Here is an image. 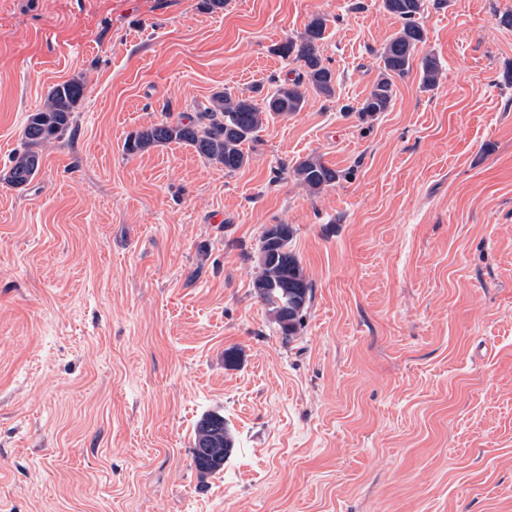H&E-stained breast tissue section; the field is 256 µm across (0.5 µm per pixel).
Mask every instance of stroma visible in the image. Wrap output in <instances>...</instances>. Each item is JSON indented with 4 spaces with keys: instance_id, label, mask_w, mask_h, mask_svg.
<instances>
[{
    "instance_id": "1",
    "label": "stroma",
    "mask_w": 512,
    "mask_h": 512,
    "mask_svg": "<svg viewBox=\"0 0 512 512\" xmlns=\"http://www.w3.org/2000/svg\"><path fill=\"white\" fill-rule=\"evenodd\" d=\"M511 12L426 0L437 87L412 66L364 122L381 0H0V170L50 87H85L37 177L0 183V512H512ZM317 15L335 94L247 166L124 153L295 78L273 48ZM310 155L340 174L315 195L281 171ZM272 224L313 285L288 344L252 288ZM209 410L237 450L203 481Z\"/></svg>"
}]
</instances>
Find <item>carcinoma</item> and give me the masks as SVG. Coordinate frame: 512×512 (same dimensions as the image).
I'll use <instances>...</instances> for the list:
<instances>
[{
  "label": "carcinoma",
  "mask_w": 512,
  "mask_h": 512,
  "mask_svg": "<svg viewBox=\"0 0 512 512\" xmlns=\"http://www.w3.org/2000/svg\"><path fill=\"white\" fill-rule=\"evenodd\" d=\"M383 9L402 21L401 28L380 50V72L364 101L356 109L363 121L372 120L393 105L394 77H402L412 67L414 52L425 41V31L419 23L425 0H381ZM326 19L313 17L297 40L291 38L275 48L285 60L300 64L301 73L292 80L277 81L267 92L256 86L253 92L265 93L262 103L254 97L234 94L224 88L210 97V106L188 121L162 122L128 136L123 150L135 155L150 147L170 143L184 144L206 160L235 172L249 162L243 145L256 140L264 122L273 116L301 111L306 103L304 86L330 98L335 94V72L325 64L319 42L323 39ZM440 63L428 54L420 61L421 87L433 90L439 79ZM85 87L71 80L50 88L44 109L27 116L22 132L23 149L13 159V165L0 175V181L13 187L28 185L39 173L41 148L61 141L69 133L73 114L84 97ZM293 177L309 192L316 194L339 179L336 170L319 158L308 156L295 163ZM293 227L272 224L260 238L256 260L261 269L254 282L256 296L278 326L282 342L290 343L297 335L298 325L313 298L312 284L307 280L299 260L290 249ZM235 449V438L224 414L208 411L200 416L195 428L192 464L200 478L224 471Z\"/></svg>",
  "instance_id": "cac0c4a2"
}]
</instances>
